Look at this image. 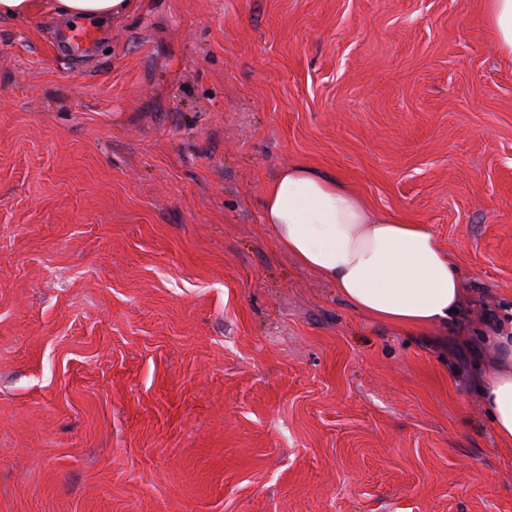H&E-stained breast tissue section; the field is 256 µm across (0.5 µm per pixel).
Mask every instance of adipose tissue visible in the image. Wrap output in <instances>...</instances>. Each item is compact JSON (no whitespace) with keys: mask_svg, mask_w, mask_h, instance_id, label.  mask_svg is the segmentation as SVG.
I'll use <instances>...</instances> for the list:
<instances>
[{"mask_svg":"<svg viewBox=\"0 0 512 512\" xmlns=\"http://www.w3.org/2000/svg\"><path fill=\"white\" fill-rule=\"evenodd\" d=\"M498 51L512 62V0H483ZM135 0H0V19L48 10L72 21L127 15ZM262 220L305 268L335 284L357 311L414 333L458 321L466 288L457 266L423 224L373 213L340 180L294 165L264 190ZM490 356L477 390L499 443L512 447V319L499 314L480 337Z\"/></svg>","mask_w":512,"mask_h":512,"instance_id":"ef3b65f1","label":"adipose tissue"}]
</instances>
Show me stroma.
Segmentation results:
<instances>
[{
  "instance_id": "1",
  "label": "stroma",
  "mask_w": 512,
  "mask_h": 512,
  "mask_svg": "<svg viewBox=\"0 0 512 512\" xmlns=\"http://www.w3.org/2000/svg\"><path fill=\"white\" fill-rule=\"evenodd\" d=\"M0 21V512H512L471 374L512 308V67L479 0H137ZM302 165L424 224L460 325L283 251ZM98 37L95 31L83 26H74L64 38V47L71 49H88L96 44Z\"/></svg>"
}]
</instances>
